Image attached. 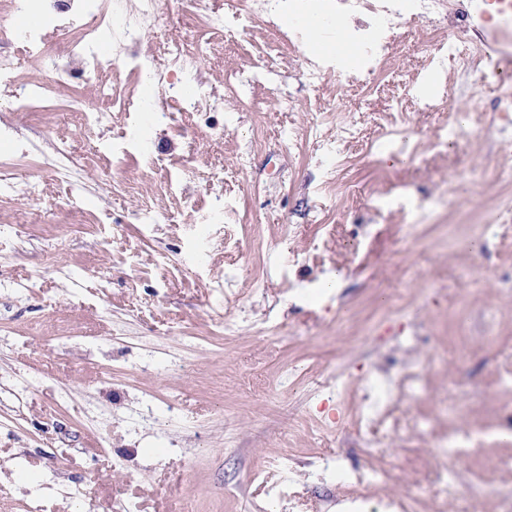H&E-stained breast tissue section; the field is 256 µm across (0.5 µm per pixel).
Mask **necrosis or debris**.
Instances as JSON below:
<instances>
[{
  "label": "necrosis or debris",
  "instance_id": "1",
  "mask_svg": "<svg viewBox=\"0 0 512 512\" xmlns=\"http://www.w3.org/2000/svg\"><path fill=\"white\" fill-rule=\"evenodd\" d=\"M273 21L288 18L290 25L284 40L305 37L304 23L315 20L322 41L351 46L350 57L337 58L339 73L355 86L373 85L385 56L399 44L398 30L410 20L431 27L424 40L425 50L437 65L448 60L472 61L484 49L470 33L466 8L449 13L447 0H261ZM38 11L43 25L17 24L19 16ZM162 16L161 0H137L133 9L122 6L121 0H0V88L5 89L12 108L27 111L35 103L55 94L61 84H79L93 80L107 68H115L122 53L141 30L156 25ZM449 29L447 39L435 38L438 29ZM42 63L36 73H21L14 46ZM170 68H156L150 60L136 63L139 78L147 84L168 86L169 72L188 75L196 66L197 50L183 40H171ZM425 371L398 380L383 368H376L372 379L359 396L354 429L362 437L364 451L378 455L381 438L401 425L420 430L417 420L402 422L399 417L400 396L417 397L418 385ZM512 433V402L498 407L488 419L465 420L449 425L447 432H436L438 448L445 458L478 459L486 457L490 437ZM337 477L358 488L350 500L353 512H444L448 503L466 499L480 501L498 499V512H512V491L502 492L485 471L458 476L447 467L428 473L433 491L425 493L422 485L398 496L371 499L365 490L386 483L389 470L385 464L363 470L337 468Z\"/></svg>",
  "mask_w": 512,
  "mask_h": 512
}]
</instances>
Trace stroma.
<instances>
[{
	"instance_id": "1",
	"label": "stroma",
	"mask_w": 512,
	"mask_h": 512,
	"mask_svg": "<svg viewBox=\"0 0 512 512\" xmlns=\"http://www.w3.org/2000/svg\"><path fill=\"white\" fill-rule=\"evenodd\" d=\"M232 1L245 26L228 42L207 17ZM163 3L139 53L163 69L169 40L199 42L193 79L235 110L185 112L158 88L153 111L103 124L67 111L77 95L99 106L112 80L141 93L121 68L60 87L46 112L12 111L0 94V512H289L281 491L329 512L352 489L325 459H369L323 383L402 373L394 348L413 336L418 362L447 363L400 414L444 432V401L478 420L512 397L486 381L489 342L512 348V124L491 110L502 81L436 72L454 109L407 101L415 134L402 149L378 137L402 84L433 73L415 31L371 94L335 71L309 86L320 45L285 43L254 0ZM354 104L362 134L325 184L309 131L332 138ZM461 116L470 134L435 148ZM61 149L75 178L55 172ZM24 180L38 196L18 194ZM452 294L471 302L460 325L446 318ZM379 459L396 492L442 464L407 428Z\"/></svg>"
}]
</instances>
